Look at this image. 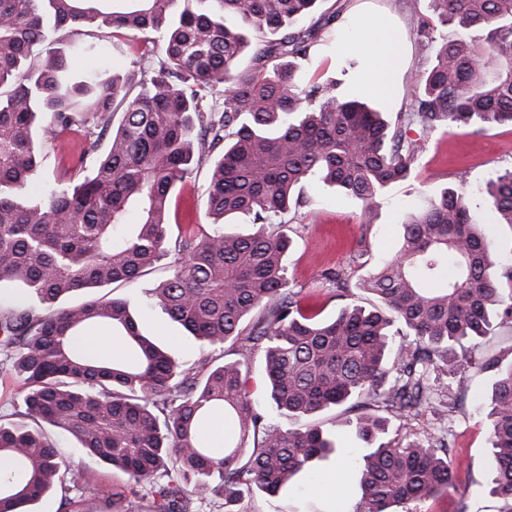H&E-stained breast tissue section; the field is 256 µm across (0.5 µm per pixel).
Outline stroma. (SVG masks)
<instances>
[{"mask_svg":"<svg viewBox=\"0 0 512 512\" xmlns=\"http://www.w3.org/2000/svg\"><path fill=\"white\" fill-rule=\"evenodd\" d=\"M318 12L337 13L338 40L352 33L356 21L371 20L384 15L398 29L402 54L398 59L389 97H375L361 82L345 73L344 65L336 57L334 45L317 48V65H303L298 73L301 82L333 81L341 97L358 96L374 100L387 120H395L398 113L407 111L410 103L412 74L429 68L434 52L422 49L425 25L433 15L429 0H320ZM66 44H94L99 54L95 70L115 73L129 83L140 77L138 49L140 33L120 30L101 31L93 25L77 30L61 31ZM411 138L422 145V152L411 177L394 185L379 201V215L372 226L360 222L362 203L357 198L338 191L335 187L312 179L299 185L296 196L303 206L287 215L288 234L293 244L288 252V277L293 288L300 290L306 301L318 304L324 316L335 315L339 299L333 298L326 272H340L349 285L355 286L370 266L391 255L401 234V215L416 205L422 194H433L455 184L459 174H466L470 189L484 186L489 180L512 168V126H497L473 135L463 129L424 133L412 128ZM208 172H195L175 193L173 224L207 229L212 219L207 214L206 200ZM368 241L370 251L366 266H358L354 258L361 241ZM165 277L164 270L144 275L133 283L109 286L114 297H126L142 332L154 339L182 367L196 366L204 357L220 356V349L203 345L161 308L147 300V291ZM493 379L485 373L468 370L457 377L452 386L462 400L449 418L448 424L458 451L453 463L459 468L456 486L446 496L422 501L418 512H505V503L492 495L494 479L491 464L490 421L487 417ZM343 408L330 407L317 414L316 419L325 429L336 434L337 450L328 458L317 461L315 478L299 475L279 496L269 497L256 492L241 501L240 512H334L335 502L326 493V485L336 471L347 473V498L355 500L359 493L357 459L364 444L352 427L343 423ZM64 451L67 482L83 486L82 495L64 500L62 489L43 498L38 512H105L106 499L127 481L126 475L88 457L76 441L60 436Z\"/></svg>","mask_w":512,"mask_h":512,"instance_id":"35a3bbf8","label":"stroma"}]
</instances>
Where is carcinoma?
Wrapping results in <instances>:
<instances>
[{
  "label": "carcinoma",
  "instance_id": "1",
  "mask_svg": "<svg viewBox=\"0 0 512 512\" xmlns=\"http://www.w3.org/2000/svg\"><path fill=\"white\" fill-rule=\"evenodd\" d=\"M317 0H0V354L24 377L15 420L0 422V512H33L57 482L63 456L44 427L128 476L108 497L133 512L150 486V512H191L181 483L199 499L224 496L236 512L243 490L275 496L310 463L336 450L321 423L291 428L354 397L367 445L351 512H417L455 485L447 431L406 443L381 440L389 418L402 425L448 411L445 377L476 368L495 378L491 419L492 493L512 505V362L460 356L455 346L512 323L493 246L476 219L512 225V169L477 191L465 178L424 197L401 221L395 252L356 287L376 304H348L329 320L290 286L284 216L298 184L319 179L363 202L408 179L421 152L406 129L480 133L512 125V0H431L435 62L412 82L410 111L392 125L336 84L299 83L336 14L298 27ZM144 34L138 91L114 74H78L56 32L82 23ZM454 25L461 35L448 39ZM486 31L484 41L471 29ZM260 34L249 68H238ZM122 110L111 129L112 115ZM99 119L62 177L40 198L45 144ZM110 137L105 153L100 140ZM209 166V229H189L170 247L175 188ZM248 214L259 230L241 235L222 219ZM177 257H171V251ZM163 266L150 300L209 346L237 343L238 358L184 369L139 329L130 303L76 292L130 282ZM98 324L123 345L95 359L73 339ZM262 356L271 400L258 408L251 358ZM220 440L201 437L215 419Z\"/></svg>",
  "mask_w": 512,
  "mask_h": 512
}]
</instances>
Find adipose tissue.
I'll return each mask as SVG.
<instances>
[{
    "label": "adipose tissue",
    "instance_id": "ef3b65f1",
    "mask_svg": "<svg viewBox=\"0 0 512 512\" xmlns=\"http://www.w3.org/2000/svg\"><path fill=\"white\" fill-rule=\"evenodd\" d=\"M398 48V36L390 21H360L346 52L350 56L366 60V85L373 94H388L392 81V63L398 54Z\"/></svg>",
    "mask_w": 512,
    "mask_h": 512
}]
</instances>
